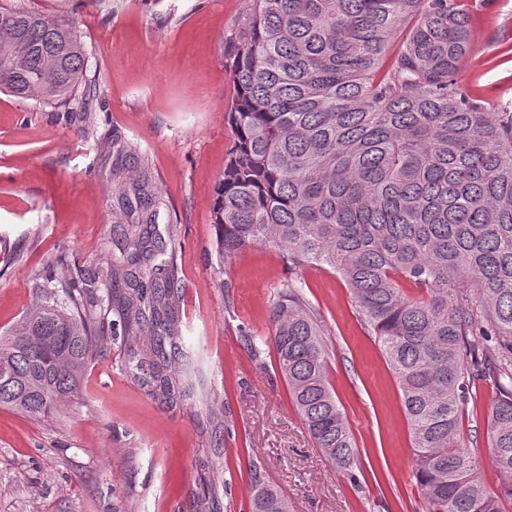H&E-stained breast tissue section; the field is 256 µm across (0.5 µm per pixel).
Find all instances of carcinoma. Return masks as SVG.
I'll use <instances>...</instances> for the list:
<instances>
[{
    "instance_id": "carcinoma-1",
    "label": "carcinoma",
    "mask_w": 512,
    "mask_h": 512,
    "mask_svg": "<svg viewBox=\"0 0 512 512\" xmlns=\"http://www.w3.org/2000/svg\"><path fill=\"white\" fill-rule=\"evenodd\" d=\"M469 49L457 0H246L224 40L236 140L215 189L217 251L269 245L290 270L321 264L342 276L399 382L428 512H503L512 501V113L459 88ZM86 70L74 23L0 6V92L49 106L77 98L93 133L99 93ZM99 148L112 156L119 215L106 293L82 274L61 290L41 284L36 309L0 335V407L29 417L77 393L102 352L96 314L112 306L129 350L148 359L151 390L193 394L178 377L189 370L179 229L159 231L165 202L139 145L114 131ZM301 288L282 284L264 344L316 447L347 470L356 444ZM479 382L496 388L497 491L481 485L460 432ZM252 480L251 512H288L277 487L257 471Z\"/></svg>"
}]
</instances>
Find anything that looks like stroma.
Segmentation results:
<instances>
[{
	"label": "stroma",
	"mask_w": 512,
	"mask_h": 512,
	"mask_svg": "<svg viewBox=\"0 0 512 512\" xmlns=\"http://www.w3.org/2000/svg\"><path fill=\"white\" fill-rule=\"evenodd\" d=\"M75 23L97 80V124L87 135L65 108L0 93V332L37 302V281L67 270L108 276L112 166L98 140L138 142L167 213L177 217L183 286L181 346L196 397L152 396L115 314L79 394L30 418L0 408V512H213L204 484L223 486L250 512L252 472L276 486L290 512H426L411 476L401 390L352 294L329 267L301 273L302 294L329 350L328 376L358 448L351 471L316 448L275 360L248 341L271 331V306L291 276L280 253L216 251L212 206L235 141V95L224 38L245 0H0ZM471 47L456 79L475 104L512 112V0H459ZM496 390L477 386L462 435L488 489L487 414Z\"/></svg>",
	"instance_id": "obj_1"
}]
</instances>
